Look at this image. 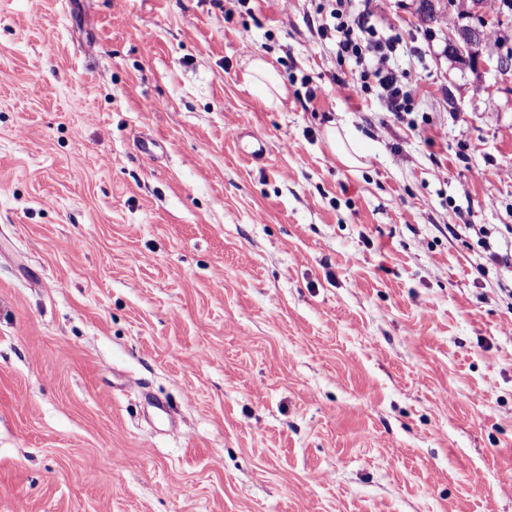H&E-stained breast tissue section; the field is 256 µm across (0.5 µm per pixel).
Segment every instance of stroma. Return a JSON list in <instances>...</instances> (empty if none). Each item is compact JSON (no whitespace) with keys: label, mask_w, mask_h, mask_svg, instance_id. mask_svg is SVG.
<instances>
[{"label":"stroma","mask_w":512,"mask_h":512,"mask_svg":"<svg viewBox=\"0 0 512 512\" xmlns=\"http://www.w3.org/2000/svg\"><path fill=\"white\" fill-rule=\"evenodd\" d=\"M433 3L398 120L318 0H0V512H512V13ZM249 72L251 79L262 85L269 93L270 88L276 90L279 95L284 94L285 89L272 67V65L265 60L258 58L253 60L249 65ZM248 137L249 140H245ZM236 140L242 146L244 154L254 160H264L269 153L266 140L251 134L247 128H237ZM328 141L342 162L346 164L356 162V156L360 155L358 145L361 141L357 134L349 129H345L344 134L341 135L336 131V128H331L328 131Z\"/></svg>","instance_id":"obj_1"}]
</instances>
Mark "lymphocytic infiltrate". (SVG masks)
Wrapping results in <instances>:
<instances>
[{
	"label": "lymphocytic infiltrate",
	"mask_w": 512,
	"mask_h": 512,
	"mask_svg": "<svg viewBox=\"0 0 512 512\" xmlns=\"http://www.w3.org/2000/svg\"><path fill=\"white\" fill-rule=\"evenodd\" d=\"M372 17L370 7H357L356 0H329V17L319 25L317 35L336 41L337 60L352 75L351 81L337 80L338 90L356 86L399 119L406 113L417 85L394 65L403 47L401 34L379 32Z\"/></svg>",
	"instance_id": "f902f5d3"
}]
</instances>
